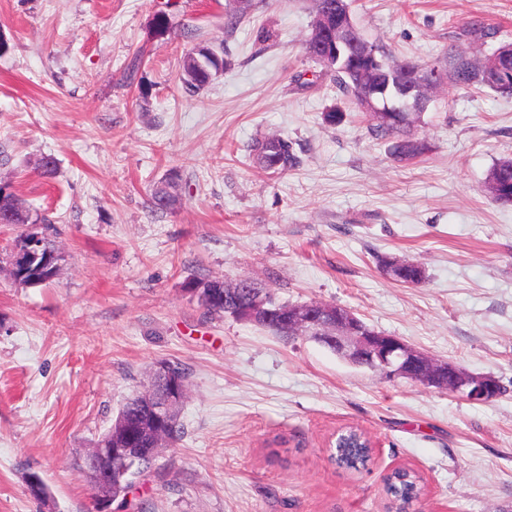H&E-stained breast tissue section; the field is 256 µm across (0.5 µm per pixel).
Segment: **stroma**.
<instances>
[{"label":"stroma","instance_id":"stroma-1","mask_svg":"<svg viewBox=\"0 0 512 512\" xmlns=\"http://www.w3.org/2000/svg\"><path fill=\"white\" fill-rule=\"evenodd\" d=\"M349 2L397 61L480 62L512 42V0ZM230 8L0 0V181L59 218L63 256L42 286L0 273V512H96L79 459L162 361L188 372L185 435L107 512H386L403 467L423 481L421 512H512V205L483 191L512 156V95L443 84L418 128L430 151L398 163L308 54L312 0H251L233 27ZM474 20L490 37L467 34ZM202 43L227 68L191 95L179 65ZM272 135L300 159L283 175L248 158ZM170 176L178 204L151 211ZM388 258L426 282L394 281ZM216 278L348 308L504 391L472 403L209 318L186 286ZM349 428L374 445L357 471L331 458ZM33 475L46 498L27 493Z\"/></svg>","mask_w":512,"mask_h":512}]
</instances>
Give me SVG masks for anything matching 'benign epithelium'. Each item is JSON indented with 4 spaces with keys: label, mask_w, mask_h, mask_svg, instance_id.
Returning <instances> with one entry per match:
<instances>
[{
    "label": "benign epithelium",
    "mask_w": 512,
    "mask_h": 512,
    "mask_svg": "<svg viewBox=\"0 0 512 512\" xmlns=\"http://www.w3.org/2000/svg\"><path fill=\"white\" fill-rule=\"evenodd\" d=\"M338 28L339 24L334 22L329 11L315 18L312 37L321 58H334L342 51H369L370 45H362L353 38H336ZM184 60L186 67L180 70V78L188 76L198 79L204 72L213 76L209 72L205 53L200 50L187 53ZM397 80L403 85L397 97L388 98L384 90L378 98L366 93L362 96L364 108L374 112L382 103L389 112L413 114L427 111L430 98H412L407 90V87L418 81L417 73L402 64L397 71ZM39 227L38 222L31 221L30 230L33 234L15 246L10 254L8 272L12 281L18 285L33 287L44 284L40 273L47 264V257L42 251L40 236L35 234ZM245 287L247 281L244 279L235 283L222 280L212 287L208 298L214 300L221 297L227 300L235 296L237 289ZM234 317L254 323L284 320L290 326L289 333L324 342L350 364L368 368L388 381L407 379L427 387L446 390L472 402H484L500 394L494 379L440 362L410 347L397 336L373 331L347 308L311 302L272 310L267 307L266 298L259 294L253 298L249 308L234 314ZM154 383L166 385V392L160 396L145 392L140 402L144 411L143 418L139 421L125 419L120 425V433L128 446L114 448L111 442L105 441L100 445H92L83 455V458L94 463V467L83 469L82 474L94 492L99 512H104L112 502L113 475L124 476L137 467L141 449L133 447V438L147 435L153 447L164 448L170 441L171 427L179 423L186 390L174 366L169 363L157 366Z\"/></svg>",
    "instance_id": "benign-epithelium-1"
}]
</instances>
